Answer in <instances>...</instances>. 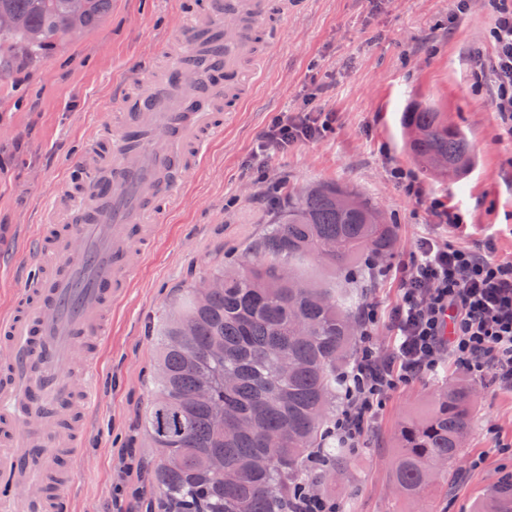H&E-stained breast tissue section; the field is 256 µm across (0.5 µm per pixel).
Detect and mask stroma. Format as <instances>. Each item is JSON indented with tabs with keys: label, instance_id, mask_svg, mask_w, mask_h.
Here are the masks:
<instances>
[{
	"label": "stroma",
	"instance_id": "obj_1",
	"mask_svg": "<svg viewBox=\"0 0 512 512\" xmlns=\"http://www.w3.org/2000/svg\"><path fill=\"white\" fill-rule=\"evenodd\" d=\"M188 0H112L110 15L78 41L56 42L42 59L0 81V317L22 296L27 256L51 195L66 172L104 136L126 85L159 58L182 23ZM302 0L274 15L283 30L275 47L258 44L261 68L224 129L180 180L174 205L158 217L156 240L136 262L93 367L96 390L79 448L69 512H112L117 484L135 487L124 449L144 452L140 418L145 382L154 374L146 337L174 288L200 279L216 246L233 255L272 220L268 186L299 188L330 181L356 189L397 226L382 263L409 261L420 238L469 246L491 236L499 260L512 261V139L496 115L491 65L495 16L489 0ZM431 102L467 135L470 172L441 181L418 170L404 147L400 118ZM332 112L318 141L257 152L270 120L304 110ZM415 172L419 197L390 179L391 167ZM439 198L465 216L462 227L435 223ZM399 294L395 277L373 278L364 299L382 318L381 352L393 336L387 314ZM462 376L451 362L438 374L399 384L384 397L368 437L348 449L325 487L349 512H473L512 470V389L473 380L476 427L448 480L417 497L400 494L394 471L401 423L428 412L437 375Z\"/></svg>",
	"mask_w": 512,
	"mask_h": 512
}]
</instances>
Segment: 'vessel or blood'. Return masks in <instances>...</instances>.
I'll return each mask as SVG.
<instances>
[{"label":"vessel or blood","instance_id":"vessel-or-blood-1","mask_svg":"<svg viewBox=\"0 0 512 512\" xmlns=\"http://www.w3.org/2000/svg\"><path fill=\"white\" fill-rule=\"evenodd\" d=\"M288 0H235L223 17L203 0L179 28V46L149 68L132 93L139 123L116 119L97 157L69 169L51 198L33 250L27 299L0 321V503L26 493L27 512H64L76 475L93 388L88 374L112 305L126 292L139 249L174 183L210 137L217 115L252 74V31ZM223 27L224 43L198 61L195 37Z\"/></svg>","mask_w":512,"mask_h":512}]
</instances>
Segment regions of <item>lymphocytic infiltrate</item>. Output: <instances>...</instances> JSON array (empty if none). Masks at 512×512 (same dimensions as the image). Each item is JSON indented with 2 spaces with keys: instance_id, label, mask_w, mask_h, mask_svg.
<instances>
[{
  "instance_id": "obj_1",
  "label": "lymphocytic infiltrate",
  "mask_w": 512,
  "mask_h": 512,
  "mask_svg": "<svg viewBox=\"0 0 512 512\" xmlns=\"http://www.w3.org/2000/svg\"><path fill=\"white\" fill-rule=\"evenodd\" d=\"M494 2L497 116L512 135V0ZM333 121L325 112L278 116L260 143L284 149L319 139ZM494 251L489 239L473 248L419 240L409 265L400 269L399 299L391 314L393 344L386 357L373 345L377 310L362 308L360 351L342 376V405L331 429L342 447H359L388 391L435 372L442 359L512 388V263L499 261Z\"/></svg>"
}]
</instances>
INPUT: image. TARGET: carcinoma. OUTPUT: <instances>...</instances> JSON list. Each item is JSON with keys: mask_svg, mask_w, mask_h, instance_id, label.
<instances>
[{"mask_svg": "<svg viewBox=\"0 0 512 512\" xmlns=\"http://www.w3.org/2000/svg\"><path fill=\"white\" fill-rule=\"evenodd\" d=\"M112 0H0V81L78 27L86 33ZM407 149L446 179L475 163L466 134L432 106L402 113ZM396 226L334 182L285 189L273 223L237 258L206 273L220 287L180 289L148 327L158 353L142 428L155 449L142 500L150 512H289L295 488L336 472L330 436L341 372L358 349L355 280L366 257L394 247ZM472 388L447 381L431 411L398 432L396 482L417 496L459 457L474 428ZM475 512H512V472Z\"/></svg>", "mask_w": 512, "mask_h": 512, "instance_id": "carcinoma-1", "label": "carcinoma"}]
</instances>
